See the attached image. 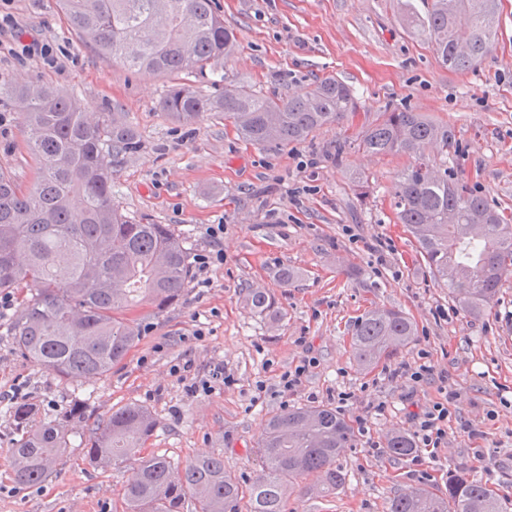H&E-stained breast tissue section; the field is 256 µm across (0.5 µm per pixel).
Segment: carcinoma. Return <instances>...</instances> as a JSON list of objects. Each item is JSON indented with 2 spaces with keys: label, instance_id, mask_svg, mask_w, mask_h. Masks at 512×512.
Segmentation results:
<instances>
[{
  "label": "carcinoma",
  "instance_id": "obj_1",
  "mask_svg": "<svg viewBox=\"0 0 512 512\" xmlns=\"http://www.w3.org/2000/svg\"><path fill=\"white\" fill-rule=\"evenodd\" d=\"M64 18L85 44L130 70L202 76L235 48L232 31L213 0H60ZM403 19L426 36L442 65L466 71L495 42L498 0H430L420 14L403 2ZM22 111L34 157V186L21 191L0 169V291L27 288L11 318L19 353L60 377L102 375L121 362L139 339L129 314L143 305L162 312L177 302L190 277L182 240L166 224H137L112 200V181L143 142L118 112L87 118L78 99L40 81L0 82ZM357 109L341 80L317 81L303 97L261 96L247 86L202 94L172 86L160 110L182 124L207 112L231 123L246 141L277 147L305 140L316 129L349 118ZM375 156L413 159L397 176V223L413 239L434 279L448 286L461 309L480 315L494 303L503 276L512 273V225L505 213L436 164L457 150L454 131L408 108L385 109L353 139ZM415 324L394 308H375L355 322L351 350L356 366L372 369L406 350ZM21 437L10 449L15 479L38 485L51 477L68 447L69 426L84 419L81 405L58 420L34 423L33 408L11 409ZM151 412L129 405L95 424L86 443L99 466L136 456L152 435ZM353 429L325 405L273 414L257 440L259 471L242 487L224 456L201 455L178 467L164 456L140 460L137 480L124 490L125 512H283L287 491L309 477L311 491L329 493L347 473L336 458L351 447ZM389 453L405 457L412 438L396 431ZM387 512H509L488 485L459 472L448 494L427 488L400 492Z\"/></svg>",
  "mask_w": 512,
  "mask_h": 512
}]
</instances>
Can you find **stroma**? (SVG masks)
<instances>
[{"label": "stroma", "instance_id": "35a3bbf8", "mask_svg": "<svg viewBox=\"0 0 512 512\" xmlns=\"http://www.w3.org/2000/svg\"><path fill=\"white\" fill-rule=\"evenodd\" d=\"M402 0H215L234 30L233 54L213 66L225 82L264 95L296 97L335 77L357 98L348 127L324 126L299 144L262 148L207 114L176 124L159 109L166 75L133 73L82 43L64 24L58 0H0V81H41L78 95L90 117L118 109L143 141L116 175L112 196L133 220L167 224L192 263L181 300L133 317L138 342L103 376L62 378L20 355L0 324V512H124V487L136 462L97 468L82 444L94 422L130 404L156 420L142 455L181 465L223 455L241 486L259 469L256 442L267 418L301 405L336 406L351 448L338 463L345 483L330 494L294 492L285 512H386L397 492L427 486L447 492L455 469L512 499V275L485 313H464L434 280L397 224L392 206L404 156L357 149L337 155L345 136L385 107L409 108L451 126L459 150L448 163L490 204L512 211V0H499L500 28L490 52L452 72L424 37L402 22ZM0 168L30 189L36 166L23 118L0 102ZM366 197H359V189ZM212 261L200 271L198 257ZM295 271L285 284L281 268ZM255 290L274 301L254 312ZM376 307L405 312L416 325L408 349L362 371L353 361L355 322ZM437 376L415 385L392 379L404 364ZM304 366L301 382L281 377ZM223 378H214L216 370ZM459 398L440 448L390 456L395 431L413 433L412 413ZM86 403L56 473L36 486L17 483L10 449L21 431L9 410L34 406L39 419L61 417L74 397ZM479 429L464 433V424Z\"/></svg>", "mask_w": 512, "mask_h": 512}]
</instances>
